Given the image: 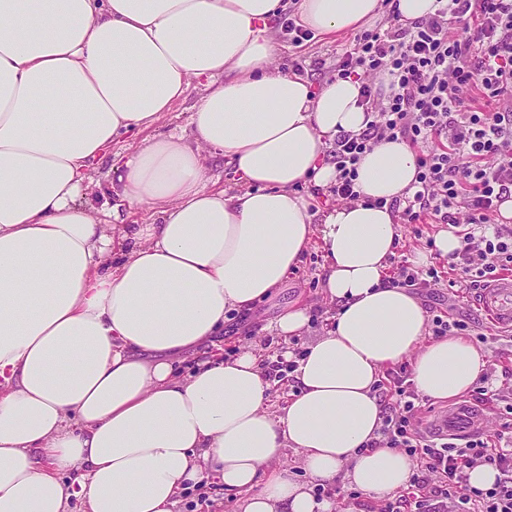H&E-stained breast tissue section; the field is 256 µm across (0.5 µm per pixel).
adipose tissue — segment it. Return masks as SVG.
Returning a JSON list of instances; mask_svg holds the SVG:
<instances>
[{
	"label": "adipose tissue",
	"instance_id": "obj_1",
	"mask_svg": "<svg viewBox=\"0 0 512 512\" xmlns=\"http://www.w3.org/2000/svg\"><path fill=\"white\" fill-rule=\"evenodd\" d=\"M282 0H0V512H173L202 480L238 512H331L312 487L375 499L407 488L413 462L372 447L374 387L409 363L416 390L458 398L487 365L386 284L400 236L388 206L417 174L405 143L358 164L359 200L320 207L337 135L366 127L360 81L313 88L273 64L261 24ZM383 0H301V24L332 37ZM206 92L192 140L156 133L191 81ZM112 206L83 190L120 137ZM221 159L233 189L208 185ZM382 207H375V200ZM140 211L127 224L123 216ZM332 326L297 358L273 407L262 353L209 352L229 313L280 288L313 240ZM207 355L188 373L186 352ZM299 451L310 484L277 461Z\"/></svg>",
	"mask_w": 512,
	"mask_h": 512
}]
</instances>
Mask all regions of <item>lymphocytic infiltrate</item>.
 <instances>
[{"label": "lymphocytic infiltrate", "instance_id": "f902f5d3", "mask_svg": "<svg viewBox=\"0 0 512 512\" xmlns=\"http://www.w3.org/2000/svg\"><path fill=\"white\" fill-rule=\"evenodd\" d=\"M389 20L387 29L356 34L336 56L337 77L361 81L369 120L329 147L330 194L358 200L361 156L384 140L405 142L417 153L415 191L391 209L407 224L457 227L461 247L448 257V285L484 287L512 268V226L495 220L512 197V0H445L419 21L405 24L394 13ZM376 393L381 444L405 452L415 469L411 488L379 512H512L511 396L490 395L500 432L458 444L422 432L407 367L388 370ZM478 464L497 470L490 487L470 485Z\"/></svg>", "mask_w": 512, "mask_h": 512}]
</instances>
